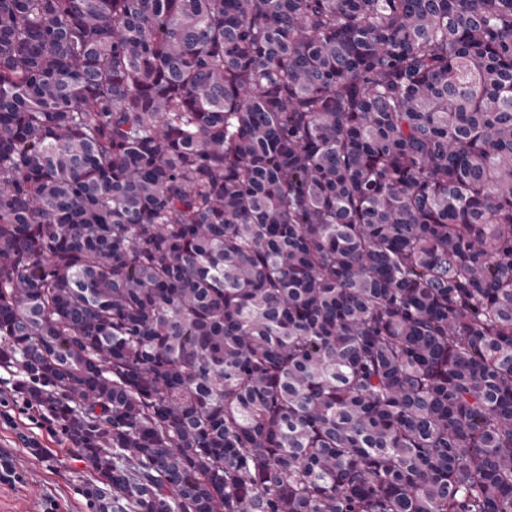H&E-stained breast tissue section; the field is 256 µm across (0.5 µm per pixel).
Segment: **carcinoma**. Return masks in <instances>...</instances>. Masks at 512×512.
I'll return each instance as SVG.
<instances>
[{
    "instance_id": "carcinoma-1",
    "label": "carcinoma",
    "mask_w": 512,
    "mask_h": 512,
    "mask_svg": "<svg viewBox=\"0 0 512 512\" xmlns=\"http://www.w3.org/2000/svg\"><path fill=\"white\" fill-rule=\"evenodd\" d=\"M0 401L87 512H512V0H0Z\"/></svg>"
}]
</instances>
